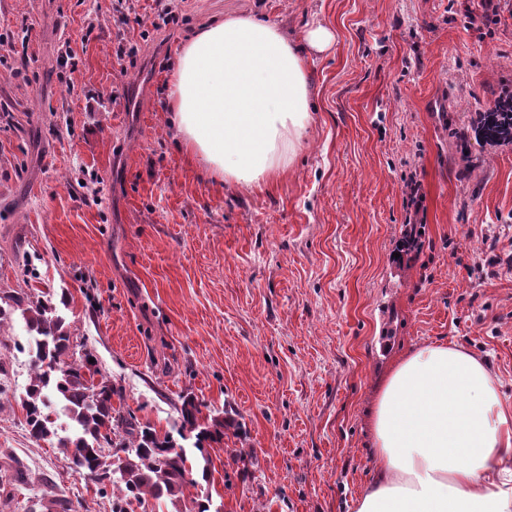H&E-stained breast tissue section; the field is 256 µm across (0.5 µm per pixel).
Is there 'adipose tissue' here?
Segmentation results:
<instances>
[{
  "mask_svg": "<svg viewBox=\"0 0 512 512\" xmlns=\"http://www.w3.org/2000/svg\"><path fill=\"white\" fill-rule=\"evenodd\" d=\"M332 40L319 27L306 46ZM303 47L275 24L234 16L183 43L169 110L212 176L251 188L290 165L312 121ZM372 428V476L355 512H512V408L463 347L427 345L399 360Z\"/></svg>",
  "mask_w": 512,
  "mask_h": 512,
  "instance_id": "ef3b65f1",
  "label": "adipose tissue"
}]
</instances>
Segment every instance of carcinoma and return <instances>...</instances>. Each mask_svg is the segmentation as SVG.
I'll use <instances>...</instances> for the list:
<instances>
[{
	"label": "carcinoma",
	"instance_id": "obj_1",
	"mask_svg": "<svg viewBox=\"0 0 512 512\" xmlns=\"http://www.w3.org/2000/svg\"><path fill=\"white\" fill-rule=\"evenodd\" d=\"M482 123L497 138H512V119L504 113L485 115ZM54 302V293L34 294L19 288L0 296V326L20 315L28 331L36 333L29 351L32 374L24 401L26 424L36 440L57 436L50 411L51 398L60 403L71 423L72 435L58 439L69 465L104 486L112 485V512H210V499L187 494L198 482L186 452L176 448L173 436L159 434L141 424L133 413L113 405L120 389L95 384L101 374L92 353L83 349ZM180 421L178 435H195L196 441L224 439V421L199 422L194 399L181 397L174 404Z\"/></svg>",
	"mask_w": 512,
	"mask_h": 512
}]
</instances>
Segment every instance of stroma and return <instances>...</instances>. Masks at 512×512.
I'll return each mask as SVG.
<instances>
[{
    "mask_svg": "<svg viewBox=\"0 0 512 512\" xmlns=\"http://www.w3.org/2000/svg\"><path fill=\"white\" fill-rule=\"evenodd\" d=\"M173 5L174 25L156 0H0V33L24 39L20 73L0 65V289L29 268L30 288L66 292L72 333L140 423L172 431L186 394L201 424L226 419L197 488L219 512H353L400 358L470 348L512 405V271L481 278L484 235L512 250V147L452 133L512 78V17L482 39L449 0ZM227 15L304 45L309 133L259 188L208 177L169 122L182 42ZM319 25L321 52L304 44ZM413 176L416 254L400 247ZM28 338L21 318L0 328V512H111V490L28 431Z\"/></svg>",
    "mask_w": 512,
    "mask_h": 512,
    "instance_id": "35a3bbf8",
    "label": "stroma"
}]
</instances>
